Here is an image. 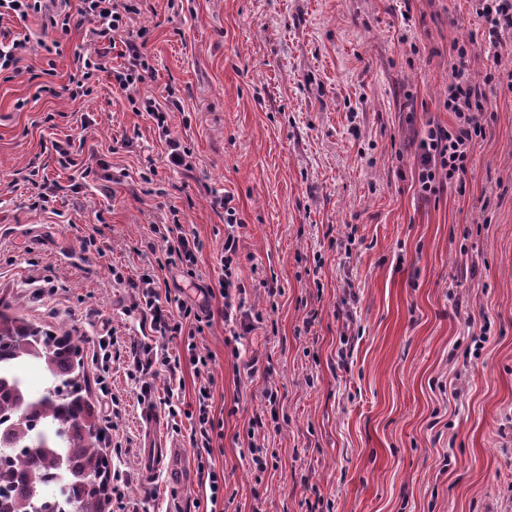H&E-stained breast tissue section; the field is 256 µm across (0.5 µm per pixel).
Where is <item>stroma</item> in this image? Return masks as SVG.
<instances>
[{"mask_svg": "<svg viewBox=\"0 0 512 512\" xmlns=\"http://www.w3.org/2000/svg\"><path fill=\"white\" fill-rule=\"evenodd\" d=\"M401 4L140 0L133 29L153 68L141 92L175 94L170 136L193 152L189 172L108 79L70 99L74 53L95 50L85 28L55 58L58 95H37L25 74L0 79V310L84 337L87 390L113 406L106 444L123 448L111 471L144 512H199L190 430L171 427L165 373L144 403L116 360L102 390L93 344L149 335L110 269L134 278L154 264V224L180 221L204 243L193 276L161 271V287L221 307L206 293L224 245L216 192L235 198L239 278L267 316L238 355L222 317L201 340L224 414V512H512V96L493 98L464 192L424 199L415 174L429 123L454 120L443 106L453 44L469 43L477 76L512 70V46L489 52L469 0H412L407 21ZM66 141L77 166L54 149ZM37 176L60 186L45 211ZM353 226L363 243L348 254L336 240ZM91 235L103 252L85 248ZM269 387L279 422L264 445L277 465L258 479L247 430ZM174 442L187 447L182 476L143 483L144 449Z\"/></svg>", "mask_w": 512, "mask_h": 512, "instance_id": "obj_1", "label": "stroma"}]
</instances>
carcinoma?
<instances>
[{"label":"carcinoma","instance_id":"obj_1","mask_svg":"<svg viewBox=\"0 0 512 512\" xmlns=\"http://www.w3.org/2000/svg\"><path fill=\"white\" fill-rule=\"evenodd\" d=\"M83 339L54 336L0 311V363L36 351L48 376L33 402L0 377V512H56L40 479L63 472L75 482L67 512H105L109 461L101 452L103 428L83 393L78 359Z\"/></svg>","mask_w":512,"mask_h":512}]
</instances>
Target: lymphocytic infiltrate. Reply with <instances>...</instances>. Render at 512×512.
<instances>
[{"instance_id": "lymphocytic-infiltrate-1", "label": "lymphocytic infiltrate", "mask_w": 512, "mask_h": 512, "mask_svg": "<svg viewBox=\"0 0 512 512\" xmlns=\"http://www.w3.org/2000/svg\"><path fill=\"white\" fill-rule=\"evenodd\" d=\"M476 15L482 19V39L494 49L505 44L506 33H512V0H472ZM138 8L133 0H78L76 13L52 11L46 0H0V19L44 17V36L39 41L46 57L58 54L61 42L72 31L74 21L91 22L94 42L114 41L123 36V62L113 65L108 50L76 54L75 71L69 76L71 98L90 95L100 75H107L113 85L123 91L134 111L140 112L161 132L169 130V113L155 98L141 95L140 85L150 65L138 42L129 31ZM467 44H455L448 73V97L445 108L454 116L452 124L433 125L420 141L416 156L417 182L424 197L438 196L448 188L464 190L472 146L484 138L489 121L495 114L491 99L500 93L512 94V71L496 68L483 75H473L468 66ZM213 208L224 211V246L220 254V274L216 291L222 300L218 313L202 314L180 296L163 292L157 274L169 268L192 274L202 250L196 234L178 223L155 224L151 231L162 244L161 257L155 267L146 269L138 279H126L120 268H113L112 279L128 284L134 291L131 311L153 333L174 341V349L159 348L143 339H130L121 345L126 359V377L138 385L164 371L170 384L180 383L183 368H190L194 380L195 400L189 408L165 398L173 427L189 422V441L197 448V476L204 486L209 512H224V472L216 467L213 451L222 447L224 423L213 411L212 390L215 384V357L200 345L206 328L214 316H221L232 332L225 345L238 341L240 330H253L264 324L263 312L246 307V290L239 280L240 241L245 225L234 205V197H214Z\"/></svg>"}]
</instances>
